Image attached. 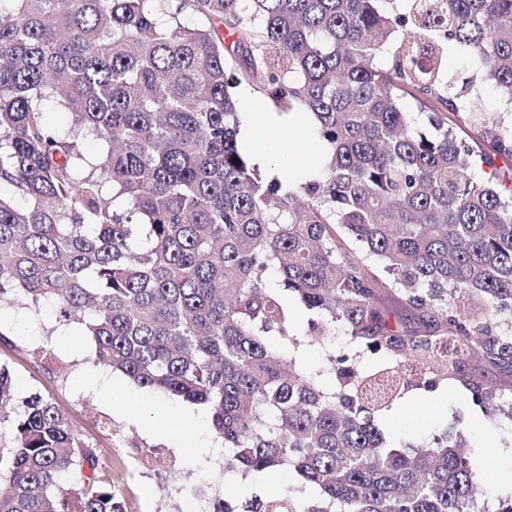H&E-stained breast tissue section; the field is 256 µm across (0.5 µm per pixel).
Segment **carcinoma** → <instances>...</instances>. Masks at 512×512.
Masks as SVG:
<instances>
[{
    "instance_id": "1",
    "label": "carcinoma",
    "mask_w": 512,
    "mask_h": 512,
    "mask_svg": "<svg viewBox=\"0 0 512 512\" xmlns=\"http://www.w3.org/2000/svg\"><path fill=\"white\" fill-rule=\"evenodd\" d=\"M151 1L168 2L0 0V301L53 302L98 363L205 406L230 466L291 467L318 492L301 507L288 488L254 512H475L492 474L446 438L386 446L376 413L434 385L432 365L489 406L468 359L512 367V0L432 13L422 0H177L165 25ZM184 13L224 20L244 66ZM451 50L476 57L503 101L489 151L448 124L480 113L472 84L444 79ZM243 82L313 118L329 145L321 178L296 184L240 150ZM55 95L65 133L43 119ZM384 288L421 327L382 304ZM285 291L394 366L367 374L344 353L333 393L288 374L270 343L292 332ZM15 400L0 366V512H127L66 414Z\"/></svg>"
}]
</instances>
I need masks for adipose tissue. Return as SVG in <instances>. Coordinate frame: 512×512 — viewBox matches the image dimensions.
<instances>
[{
	"mask_svg": "<svg viewBox=\"0 0 512 512\" xmlns=\"http://www.w3.org/2000/svg\"><path fill=\"white\" fill-rule=\"evenodd\" d=\"M309 125L308 117L296 113L281 116L272 112H260L244 123L241 135L246 146L260 157L273 155L287 163L297 154L325 152V145L315 137L296 138L295 129Z\"/></svg>",
	"mask_w": 512,
	"mask_h": 512,
	"instance_id": "obj_1",
	"label": "adipose tissue"
}]
</instances>
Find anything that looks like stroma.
Masks as SVG:
<instances>
[{
	"mask_svg": "<svg viewBox=\"0 0 512 512\" xmlns=\"http://www.w3.org/2000/svg\"><path fill=\"white\" fill-rule=\"evenodd\" d=\"M446 75L457 85L472 81L481 110L501 108L497 91L469 59L450 54ZM285 302L298 338L284 347L288 362L293 370L315 378L325 391H334L331 358L348 351L346 329L317 321L293 295H286ZM0 324L12 333V345L0 343V364L10 368L17 398L37 393L58 403L72 425L100 448L102 468L119 482L129 512H191L196 499L214 497L242 507L288 487L300 500L316 498V490L288 468L248 476L225 471L224 445L213 435L206 408H199L192 444L184 451L176 438L181 399L145 392L131 382L109 396L88 384L85 376L96 367L93 345L72 327L58 325L50 305L36 314L19 302H2ZM41 346L62 360V371L52 370L50 361L36 356ZM468 370L497 390L496 406H475L455 382L434 374V386L407 391L379 413L387 444H428L434 436L461 431L472 462L499 472L512 463V419L502 412L512 405V371L481 360L470 362ZM104 417L111 419V431L100 427Z\"/></svg>",
	"mask_w": 512,
	"mask_h": 512,
	"instance_id": "stroma-1",
	"label": "stroma"
}]
</instances>
